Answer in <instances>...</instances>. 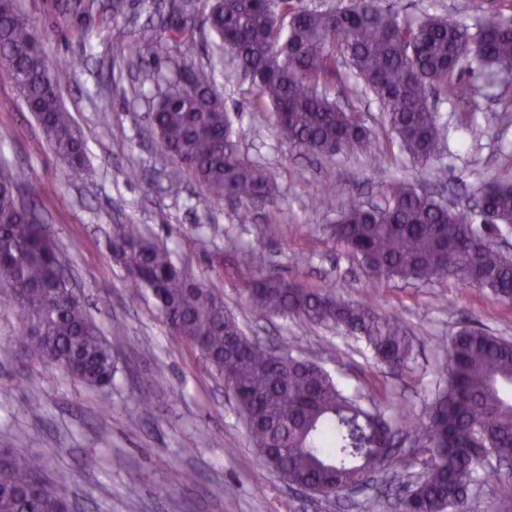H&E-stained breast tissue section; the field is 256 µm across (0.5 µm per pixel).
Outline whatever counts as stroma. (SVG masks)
I'll list each match as a JSON object with an SVG mask.
<instances>
[{
    "label": "stroma",
    "instance_id": "stroma-1",
    "mask_svg": "<svg viewBox=\"0 0 512 512\" xmlns=\"http://www.w3.org/2000/svg\"><path fill=\"white\" fill-rule=\"evenodd\" d=\"M380 2L411 18L449 16L472 31L483 19L479 0ZM126 3L116 16L111 0H20L23 16L47 33L48 56L73 66L60 97L86 144L85 173L73 174L53 154L0 69V128L11 131L0 139V160L23 172L24 193L36 199L103 334L119 327L125 336L113 348L111 388L88 389L53 365L5 356L20 324L11 296L0 291V450L37 453L48 475L67 473V495L77 512H394L371 489L337 500L275 487L223 380L172 336L149 292L127 288L122 268L109 259V229L143 225L223 297L249 333L274 343L291 338L294 354L323 366L348 393L384 390L391 403L419 414L445 386L440 366L450 337L478 326L512 340V305L448 280L374 284L357 258L322 234L337 214L315 209L313 197L332 181L345 197L377 202L389 181L404 178L458 207H474L482 181L512 180V113L485 123L484 114L498 104L480 95V117L470 123L468 105L439 101L447 136L439 171L419 172L400 157L377 169L350 159L325 165L289 150L270 114L255 111L248 84L217 82L242 152L265 165L281 189L258 209L256 222L243 224L234 203L202 201L192 177L184 178L179 192L170 190L167 159L149 121L158 93L147 78L154 59L132 64L122 53L144 27L168 16L170 0ZM132 167L142 170L140 181L127 180ZM270 215L278 220L277 232L259 233V221ZM247 244L264 269L308 286L332 282L353 300L377 291L380 312L408 322L414 361L395 372L336 331L260 317L245 300L234 258L235 248ZM440 295L449 307H440ZM144 403L151 413L141 418ZM116 456L125 467L113 466Z\"/></svg>",
    "mask_w": 512,
    "mask_h": 512
}]
</instances>
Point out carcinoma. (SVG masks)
Instances as JSON below:
<instances>
[{"instance_id": "obj_1", "label": "carcinoma", "mask_w": 512, "mask_h": 512, "mask_svg": "<svg viewBox=\"0 0 512 512\" xmlns=\"http://www.w3.org/2000/svg\"><path fill=\"white\" fill-rule=\"evenodd\" d=\"M508 0H482L485 19L471 33L455 20L434 16L412 21L378 0H351L330 10L302 0H206L200 30L217 40L221 55L195 61L194 26L181 19L185 6L128 42V58H168L152 74L165 85L150 114L151 127L175 168L177 189L190 174L209 202L224 199L256 209L278 191L265 167L241 153L224 98L215 87L218 67L228 80L256 91L254 109L272 112L278 137L299 153L324 160L359 155L374 168L394 151L421 171L443 156L437 96L468 103L477 87L464 79L471 62L491 85L512 82V24L503 19ZM42 35L0 0V60L25 75L15 83L52 151L74 173L87 169L86 146L60 100L70 72L60 63L43 67ZM341 83L349 93L371 94L385 109L377 130L366 127L329 96ZM20 176L0 162V288L14 297L22 330L16 354L55 364L96 390L112 387V344L59 272L61 257L45 233L36 207L20 195ZM384 204L341 202L328 236L356 256L377 281L431 283L452 280L512 302V258L488 244L512 231V182L481 184L477 209L458 210L405 180L389 182ZM336 183L315 198L336 208ZM112 260L128 283L150 292L171 332L200 352L224 379L242 411L252 447L278 482L317 495L346 494L379 483L378 493L397 512H469L471 485L500 480L499 468L480 469L481 455L512 464V342L465 327L449 340L442 369L448 386L425 412L402 422L368 397L347 395L319 364L271 348L248 336L224 299L177 264L173 252L137 224H114ZM247 275L245 293L261 316L299 318L362 339L390 369L408 366L414 349L406 321L378 311L377 292L350 301L332 286L312 288L278 273H263L253 250L236 252ZM429 454L422 478H383L405 443ZM65 478L50 480L39 455L0 454V512H67Z\"/></svg>"}]
</instances>
